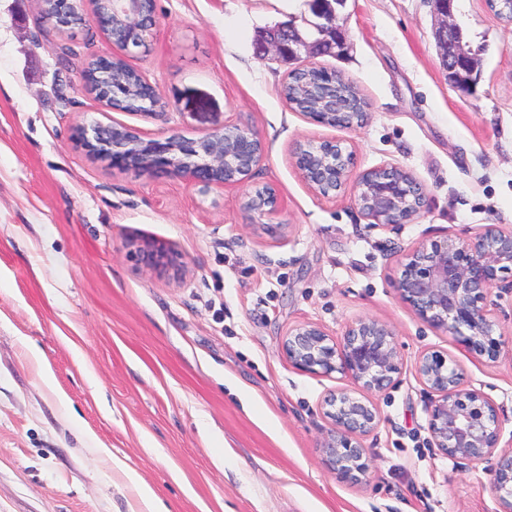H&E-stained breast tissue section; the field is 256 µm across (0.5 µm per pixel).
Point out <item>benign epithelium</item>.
Masks as SVG:
<instances>
[{"instance_id": "obj_1", "label": "benign epithelium", "mask_w": 512, "mask_h": 512, "mask_svg": "<svg viewBox=\"0 0 512 512\" xmlns=\"http://www.w3.org/2000/svg\"><path fill=\"white\" fill-rule=\"evenodd\" d=\"M441 18L436 38L445 60V70L456 74L473 67L476 51L456 38L454 0H431ZM100 7L87 10L76 20L64 13L52 16L59 27L102 26L105 13L121 15L131 29L133 44L141 47L154 17L141 12L140 0H99ZM309 25L320 38L309 41L290 27L277 30L261 43L259 56L269 54L292 61L301 54L337 53L347 44L345 32L336 24L331 7L315 10ZM112 51L97 58L100 81H110ZM323 111L306 112L312 121L332 127L353 128L367 120V112H340L336 94L319 100ZM168 104L152 85L130 103H112L113 110L145 117L156 116ZM80 145L123 172H170L206 188L239 186L245 183L264 157L262 141L256 134L234 124L204 133L195 139L171 135L142 139L123 124L94 125L77 136ZM294 164L304 182L327 197L349 194L357 209L373 225H398L414 221L426 205L423 185L407 170L383 165L352 174L349 157L335 141L304 140L292 150ZM396 281L400 298L426 323L452 334L457 342L491 362L505 352L502 334L489 297L494 288L512 291V280L502 284L500 274L512 272V228L488 224L472 239L451 238L422 242L411 248L400 262ZM283 353L296 369L314 375L338 372L347 385L330 392L322 402L329 430L321 448L323 461L337 478L357 481L369 471L361 438L378 425L379 414L373 397L394 383L400 354L393 327L375 318L358 319L345 327L339 337L314 322L288 328L282 338ZM422 382L433 393L428 407L427 431L431 443L452 458L481 462L496 457L492 488L502 512H512V448L498 449L501 421L495 406L479 392L464 384L463 374L448 355L423 352L415 365Z\"/></svg>"}]
</instances>
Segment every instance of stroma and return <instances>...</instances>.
<instances>
[{"label": "stroma", "instance_id": "obj_1", "mask_svg": "<svg viewBox=\"0 0 512 512\" xmlns=\"http://www.w3.org/2000/svg\"><path fill=\"white\" fill-rule=\"evenodd\" d=\"M455 6L480 50L469 93L446 79L430 0H343L346 55L293 64L260 59L256 39L314 38L312 0H156L153 36L127 61L171 107L145 119L83 86L85 64L109 51L95 26L63 34L36 0H0V512H140L104 447L168 512H500L493 460L431 445L415 363L447 353L494 403L507 447L512 357L468 351L395 287L418 243L512 227V23L487 0ZM295 66L357 86L367 122L333 128L290 108ZM112 121L154 138L232 123L265 153L243 186L135 175L76 141L78 126ZM306 139L339 142L357 173L410 171L424 210L375 226L349 195L316 194L292 159ZM262 187L278 198L265 216L248 205ZM359 318L392 324L401 360L362 440L370 471L351 483L320 448L321 402L345 380L295 369L281 341L301 322L337 336Z\"/></svg>", "mask_w": 512, "mask_h": 512}]
</instances>
